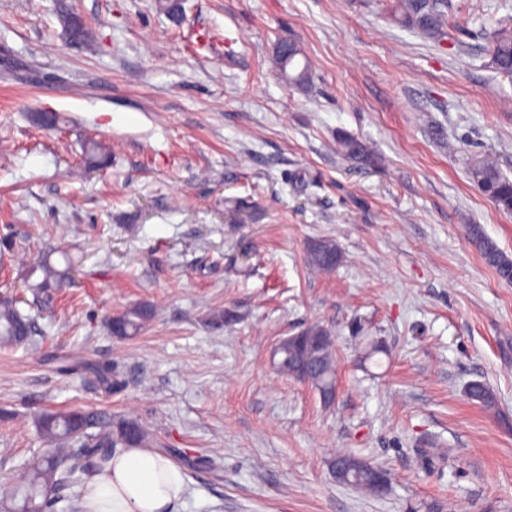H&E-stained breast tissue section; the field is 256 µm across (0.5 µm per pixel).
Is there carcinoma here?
<instances>
[{
    "label": "carcinoma",
    "mask_w": 512,
    "mask_h": 512,
    "mask_svg": "<svg viewBox=\"0 0 512 512\" xmlns=\"http://www.w3.org/2000/svg\"><path fill=\"white\" fill-rule=\"evenodd\" d=\"M401 8L410 25L430 36L440 34L443 18L441 11L428 4L427 0H402ZM67 36L79 44H91L94 32L77 15H68L64 21ZM491 67L498 73L512 78V29L494 30L487 47ZM296 51L288 60L277 59L282 72L287 68L296 70L288 79L297 83L308 80V66L298 67ZM341 154L354 161L371 164L375 156L366 143L356 137L343 135L338 140ZM107 153L104 146L96 141L87 144L85 162L90 167L105 163ZM475 179L480 191L488 196L498 209L512 212V180L503 176L494 161L482 159L475 169ZM469 238L477 248L485 263L492 267L499 278L512 282V257L503 252L497 244L486 236L478 224L468 228ZM341 251L331 240L313 242L306 253L307 264L318 271L331 272L341 262ZM72 266L59 270L47 259L32 266L31 273L41 272L42 280L36 287H60L71 280ZM154 309L147 303L136 304L113 315L109 319L112 335L129 338L138 335L151 322ZM33 324L16 306V301L0 296V346L17 347L33 344ZM275 364L279 371L289 377L311 384L322 400L329 403L336 396V361L334 339L331 332L319 324H311L299 333L282 339L274 349ZM468 398L484 407L495 404L489 387L481 381H473L466 388ZM36 425L47 446L44 455L32 460L24 476L18 494L3 504L4 512H47L63 499L62 491L73 479L74 468L63 469L61 464L70 456L71 446L90 435L94 429L91 452L105 459L116 448L146 446L149 431L138 421L127 418H114L95 410L80 408L45 412L38 415ZM367 465V462L353 455H338L332 467L354 471Z\"/></svg>",
    "instance_id": "obj_1"
}]
</instances>
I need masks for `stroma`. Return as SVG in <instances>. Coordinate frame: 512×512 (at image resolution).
I'll use <instances>...</instances> for the list:
<instances>
[{
    "label": "stroma",
    "mask_w": 512,
    "mask_h": 512,
    "mask_svg": "<svg viewBox=\"0 0 512 512\" xmlns=\"http://www.w3.org/2000/svg\"><path fill=\"white\" fill-rule=\"evenodd\" d=\"M436 2L432 38L397 0H183L177 22L156 0H0V293L38 341L0 348V496L46 448L35 414L92 408L182 469L179 512H512V283L468 238L512 256V213L474 177L490 156L512 179V80L487 52L512 0ZM284 39L305 84L273 64ZM41 108L64 123L39 128ZM342 132L376 162L342 156ZM90 140L107 166L83 162ZM321 239L342 251L329 273L305 263ZM46 253L75 272L36 296ZM140 302L146 330L113 336L106 317ZM315 323L335 339L329 405L270 358ZM76 355L118 387L67 376ZM475 380L493 408L467 399ZM340 452L387 491L340 483ZM64 25L67 36L71 41L79 44H92L94 41V32L82 19L77 15H68L65 17ZM468 234L485 263L496 271L501 280L512 282V257H509L492 239L486 236L480 225H470ZM331 465H332V468H334V469H336V467H337L339 470L354 471V470H357L364 466H368L370 464L360 458L353 456V455H338L332 461ZM368 467L378 471V474H377V477H376V480L374 483V491L371 486L372 484H371L370 478L368 476L364 477V483L360 488H363L370 492L379 493V494L383 493L387 489V485H388L387 475L384 472H379L380 469L375 466L370 465Z\"/></svg>",
    "instance_id": "35a3bbf8"
}]
</instances>
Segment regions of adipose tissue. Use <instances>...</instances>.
I'll list each match as a JSON object with an SVG mask.
<instances>
[{
  "mask_svg": "<svg viewBox=\"0 0 512 512\" xmlns=\"http://www.w3.org/2000/svg\"><path fill=\"white\" fill-rule=\"evenodd\" d=\"M186 492L182 471L147 447L121 448L94 470L81 512H177Z\"/></svg>",
  "mask_w": 512,
  "mask_h": 512,
  "instance_id": "adipose-tissue-1",
  "label": "adipose tissue"
}]
</instances>
